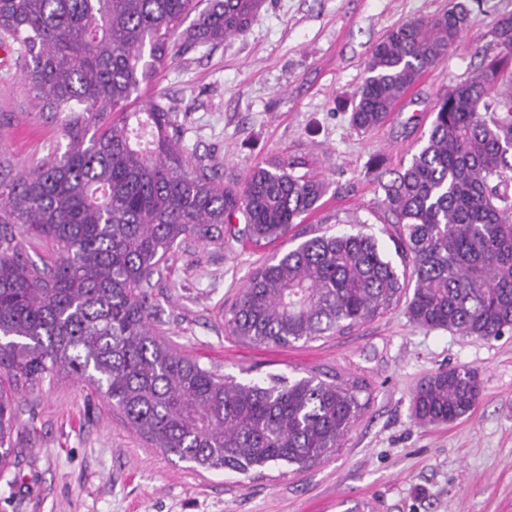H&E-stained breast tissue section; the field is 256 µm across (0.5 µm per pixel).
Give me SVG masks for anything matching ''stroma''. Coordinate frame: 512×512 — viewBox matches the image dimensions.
<instances>
[{
  "label": "stroma",
  "mask_w": 512,
  "mask_h": 512,
  "mask_svg": "<svg viewBox=\"0 0 512 512\" xmlns=\"http://www.w3.org/2000/svg\"><path fill=\"white\" fill-rule=\"evenodd\" d=\"M452 0H266L247 33L178 53L150 95L170 107L182 146L242 182L274 156L323 179L311 233L358 231L393 254L382 172L407 166L425 141L440 94L493 54L492 32L512 0H482L447 58L424 73L390 119L368 134L348 105L385 32ZM15 52L0 51V160L13 173L64 152L60 122L41 111ZM276 244L192 241L155 280L169 343L237 378L340 374L363 380L370 405L335 457L298 472L270 467L237 476L190 469L133 433L121 413L76 379L59 376L24 394L14 471L0 477V512H512V334L484 340L414 327L402 309L328 339L288 347L239 342L224 311ZM477 371L474 410L438 427L416 424L410 396L438 368Z\"/></svg>",
  "instance_id": "35a3bbf8"
}]
</instances>
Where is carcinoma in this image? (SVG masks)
Masks as SVG:
<instances>
[{
	"mask_svg": "<svg viewBox=\"0 0 512 512\" xmlns=\"http://www.w3.org/2000/svg\"><path fill=\"white\" fill-rule=\"evenodd\" d=\"M264 4L0 0V38L19 45L24 79L67 140L33 170L0 176L1 474L16 455L17 395L60 373L103 396L152 447L206 472H300L334 456L368 407L357 379L239 380L179 352L160 329L153 279L183 243L270 245L326 193L281 158L226 185L179 146L165 105L130 110L173 55L245 34ZM470 13L456 0L389 29L353 96V129L382 126ZM493 34L499 52L439 96L424 145L379 182L403 270L372 234L314 236L252 271L224 311L232 336L288 347L401 304L417 327L482 339L512 331V93L501 91L512 81V14ZM21 228L44 246L39 261ZM480 393L475 370L440 369L412 393V415L422 426L453 422Z\"/></svg>",
	"mask_w": 512,
	"mask_h": 512,
	"instance_id": "obj_1",
	"label": "carcinoma"
}]
</instances>
